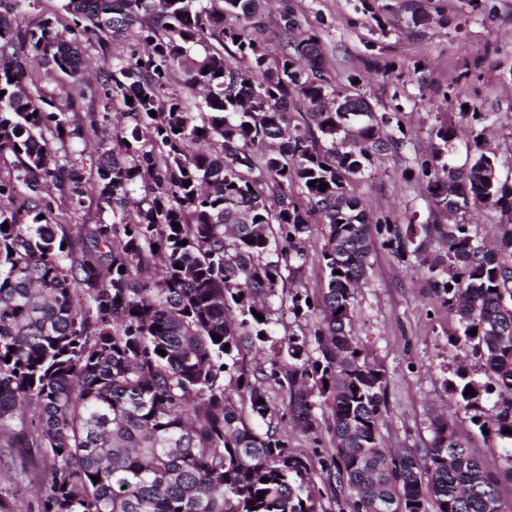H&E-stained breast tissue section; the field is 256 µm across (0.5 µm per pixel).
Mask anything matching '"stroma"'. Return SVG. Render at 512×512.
Instances as JSON below:
<instances>
[{
    "label": "stroma",
    "instance_id": "stroma-1",
    "mask_svg": "<svg viewBox=\"0 0 512 512\" xmlns=\"http://www.w3.org/2000/svg\"><path fill=\"white\" fill-rule=\"evenodd\" d=\"M292 7L303 25L320 34L325 68L337 82L360 77L358 89L378 111L400 106L398 119L407 147L402 155L374 162L354 185L375 216L399 224L431 223L432 205L420 186L407 184L402 171L415 157L437 147L441 125L454 130L448 158L466 167L475 141L495 154L501 179L512 182V0H264L258 16L260 38L276 46L279 15ZM424 24H415V17ZM474 113L461 115V100ZM496 114V125L486 117ZM320 224H312L303 246L306 266L290 290L318 293L324 283ZM367 280L357 288L353 334L368 359L387 378V412L380 425L388 447L422 449L439 416L457 420L474 452L494 470L506 468L502 441L484 434L450 395L445 383L459 366L481 377V363L464 343L450 344L458 323L440 307L428 287V271L379 249L370 257ZM333 442L327 429L292 439V449L311 467L323 494L324 512H338L335 486L322 465ZM47 462L34 448L0 447V502L10 512H36L35 499Z\"/></svg>",
    "mask_w": 512,
    "mask_h": 512
}]
</instances>
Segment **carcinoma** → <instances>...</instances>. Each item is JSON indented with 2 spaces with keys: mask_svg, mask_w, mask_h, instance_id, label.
Here are the masks:
<instances>
[{
  "mask_svg": "<svg viewBox=\"0 0 512 512\" xmlns=\"http://www.w3.org/2000/svg\"><path fill=\"white\" fill-rule=\"evenodd\" d=\"M38 2L0 0V160L13 158L0 171V446L48 461L39 512H318L283 426L311 435L323 408L324 468L350 512H502L512 465L489 469L455 421L434 420L420 457L386 448L385 371L351 334L375 248L419 262L436 235L429 288L484 371L459 368L447 389L512 462V183L483 145L465 169L442 163L454 131L441 126L440 146L402 174L447 223L373 221L352 184L405 140L384 133L390 116L356 75L336 86L292 9L271 50L225 20L256 17L262 0H64L66 23L19 28ZM132 30L143 50H109ZM95 45L93 86L78 73ZM30 54L70 81L43 89ZM95 95L103 111L77 120ZM292 101L304 122L291 123ZM111 110L126 122L108 144ZM91 137L86 168L68 145ZM92 198L112 223L80 219ZM472 203L507 216L499 250L461 218ZM313 218L325 283L288 298L316 318L277 341L274 300L306 265Z\"/></svg>",
  "mask_w": 512,
  "mask_h": 512,
  "instance_id": "cac0c4a2",
  "label": "carcinoma"
}]
</instances>
